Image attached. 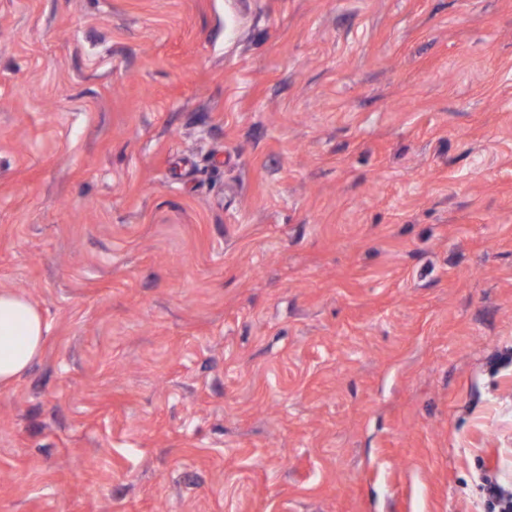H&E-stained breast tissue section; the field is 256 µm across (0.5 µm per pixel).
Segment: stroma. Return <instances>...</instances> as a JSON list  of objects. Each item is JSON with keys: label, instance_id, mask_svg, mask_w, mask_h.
Masks as SVG:
<instances>
[{"label": "stroma", "instance_id": "35a3bbf8", "mask_svg": "<svg viewBox=\"0 0 512 512\" xmlns=\"http://www.w3.org/2000/svg\"><path fill=\"white\" fill-rule=\"evenodd\" d=\"M0 512H487L512 482V0H0ZM46 325L24 297L0 290V389L12 387L42 355ZM481 489L484 501L498 508L499 512L512 511V490L508 491L500 481L485 477Z\"/></svg>", "mask_w": 512, "mask_h": 512}]
</instances>
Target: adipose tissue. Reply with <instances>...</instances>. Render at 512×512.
Wrapping results in <instances>:
<instances>
[{
	"label": "adipose tissue",
	"mask_w": 512,
	"mask_h": 512,
	"mask_svg": "<svg viewBox=\"0 0 512 512\" xmlns=\"http://www.w3.org/2000/svg\"><path fill=\"white\" fill-rule=\"evenodd\" d=\"M47 328L24 297L0 290V389L12 387L40 358Z\"/></svg>",
	"instance_id": "obj_1"
}]
</instances>
